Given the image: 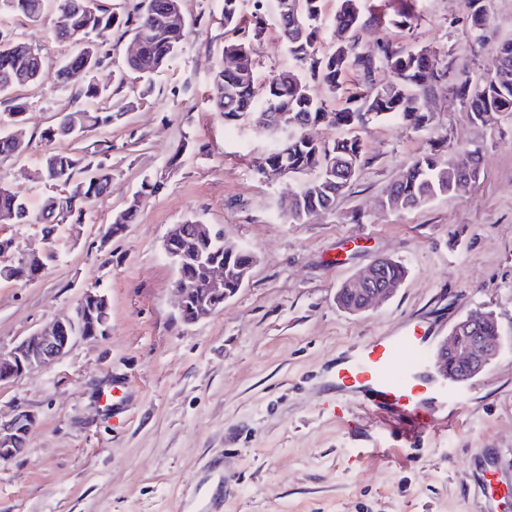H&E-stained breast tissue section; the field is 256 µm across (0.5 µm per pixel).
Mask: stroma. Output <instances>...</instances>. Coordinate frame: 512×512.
Here are the masks:
<instances>
[{
    "mask_svg": "<svg viewBox=\"0 0 512 512\" xmlns=\"http://www.w3.org/2000/svg\"><path fill=\"white\" fill-rule=\"evenodd\" d=\"M489 22L470 26L469 0H418L413 28L383 23L361 33L368 48L392 39L445 55L450 75L489 73L512 38V0H484ZM182 50L151 86L113 72L131 42L108 32L97 83L128 102L110 125L77 141L46 144L58 114L96 110L95 100L55 88L71 44L49 18L0 8V32L39 52L48 80L0 94V133L26 106L25 151L0 156V180L39 214L52 190L31 173L47 149H107L112 191L92 200L80 232L62 225L0 224L15 257L53 251L34 282L0 280V351L67 316L85 289L101 288L111 329L76 338L54 363L0 385V419L30 411L37 423L23 455L0 461V512H480L478 470L512 491V121L470 123L447 93L428 100L419 131L394 121L361 132L366 164L333 207L302 224L278 208L289 179L260 176L256 158L275 146L257 115L224 123L214 77L225 66L222 0H181ZM267 25L256 86L293 68L277 29L275 0H245ZM480 149L479 181L412 211L383 210V190L422 152ZM136 219L103 227L132 197ZM190 220L256 258L245 286L193 324L173 308L176 269L164 240ZM401 260L408 275L382 306L351 315L340 285L374 259ZM492 312L501 350L472 381L449 385L430 434L395 444L378 416L347 398L349 423L332 411L337 364L374 336L426 322L446 336L467 311Z\"/></svg>",
    "mask_w": 512,
    "mask_h": 512,
    "instance_id": "1",
    "label": "stroma"
}]
</instances>
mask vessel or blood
I'll list each match as a JSON object with an SVG mask.
<instances>
[{
    "label": "vessel or blood",
    "mask_w": 512,
    "mask_h": 512,
    "mask_svg": "<svg viewBox=\"0 0 512 512\" xmlns=\"http://www.w3.org/2000/svg\"><path fill=\"white\" fill-rule=\"evenodd\" d=\"M434 345L423 328L373 337L340 365L338 384L347 395L366 399L402 441L415 444L434 421L435 407L448 398V383L431 364ZM476 492L489 512H498L501 498L492 475H477Z\"/></svg>",
    "instance_id": "b4317fda"
}]
</instances>
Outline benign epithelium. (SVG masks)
Returning a JSON list of instances; mask_svg holds the SVG:
<instances>
[{"mask_svg":"<svg viewBox=\"0 0 512 512\" xmlns=\"http://www.w3.org/2000/svg\"><path fill=\"white\" fill-rule=\"evenodd\" d=\"M181 19L177 5L170 4L163 20L149 28V34L157 38L165 27L175 26ZM184 238V225H174L164 241V250L178 266L174 282L175 309L183 322L191 324L213 314L231 298V294L224 288V262L204 251H183L180 244ZM380 272L379 260L376 259L366 271L344 284L359 297V305L352 314L373 309L399 288L397 284H381ZM108 309V300L99 289H86L72 316L54 320L22 339L9 351L0 352V383L14 380L35 367L52 364L79 335V324L95 319ZM483 323H495L493 315L480 309L471 310L457 320L440 344L433 364L449 381L458 382L462 372L468 379H474L498 354L500 337L482 335L477 325ZM35 424L36 416L26 410H19L10 420L0 422V461L13 459L23 452Z\"/></svg>","mask_w":512,"mask_h":512,"instance_id":"1","label":"benign epithelium"}]
</instances>
